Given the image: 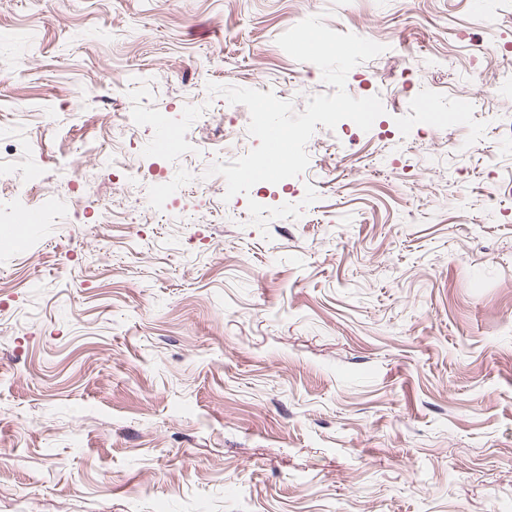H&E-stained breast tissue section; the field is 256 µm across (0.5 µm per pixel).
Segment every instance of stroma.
<instances>
[{
  "label": "stroma",
  "mask_w": 512,
  "mask_h": 512,
  "mask_svg": "<svg viewBox=\"0 0 512 512\" xmlns=\"http://www.w3.org/2000/svg\"><path fill=\"white\" fill-rule=\"evenodd\" d=\"M318 14L385 45L346 81L384 113L251 188L299 217L223 216L207 85L327 92L277 44ZM0 143L45 215L0 252V512H512V0H0ZM163 188L214 223L99 215Z\"/></svg>",
  "instance_id": "stroma-1"
}]
</instances>
